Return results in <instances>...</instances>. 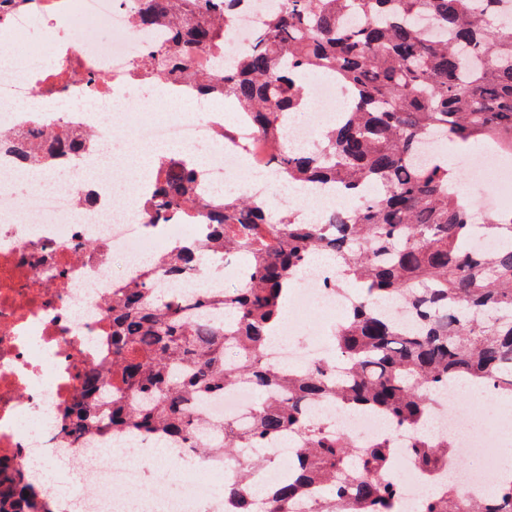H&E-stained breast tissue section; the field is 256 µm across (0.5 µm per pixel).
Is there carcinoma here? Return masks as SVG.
Segmentation results:
<instances>
[{"label": "carcinoma", "instance_id": "carcinoma-1", "mask_svg": "<svg viewBox=\"0 0 512 512\" xmlns=\"http://www.w3.org/2000/svg\"><path fill=\"white\" fill-rule=\"evenodd\" d=\"M144 2L136 27L165 23L173 37L136 62L141 75L233 98L267 137H280L289 114L305 106L307 74H329L349 87L341 123L311 152L281 146L275 162L290 181H333L353 198L373 186L377 198L314 224L289 213L274 219L247 199H224L212 210L209 241L168 255L155 273L112 293V377L84 372L65 429L138 431L170 447L231 451L239 467L224 482V500L238 505L235 512H288L289 503L319 484L326 492L312 512H395V489L386 481L397 464L395 440L358 449L326 432L309 409L323 399L395 419L415 437L417 466L433 476L452 456L448 436L422 430L433 389L491 380L512 394V212L480 225L497 241L483 252L459 178L449 179L448 153L417 160L423 141L436 136L458 145L484 140L512 154V16H479L473 0H269L250 49L227 59L228 23L240 0ZM200 51L213 53L207 79L192 71ZM37 140L30 133L18 147L44 162ZM48 143L51 154L64 155L77 147L78 134L59 125ZM156 172L148 207L158 220L179 214L189 224L205 214L194 174L178 156L160 157ZM218 250L227 258L247 254L251 280L196 309L155 286L157 278L200 271ZM313 253L335 260L336 286L359 293L334 334L349 370L336 381L320 369L302 375L261 359L288 285ZM395 302L412 309L414 325L381 311ZM228 348L239 350L238 361H225ZM242 381L269 397L257 406L252 427L226 422L222 445L207 446L188 399ZM292 433L300 466L263 507L246 496L252 467L264 464L252 449ZM11 470L0 461L17 512H52L50 492L31 491ZM425 512H512V492L476 504L449 486L426 502Z\"/></svg>", "mask_w": 512, "mask_h": 512}]
</instances>
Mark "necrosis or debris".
I'll return each mask as SVG.
<instances>
[{"label":"necrosis or debris","mask_w":512,"mask_h":512,"mask_svg":"<svg viewBox=\"0 0 512 512\" xmlns=\"http://www.w3.org/2000/svg\"><path fill=\"white\" fill-rule=\"evenodd\" d=\"M264 0H241L229 41L247 48L264 21ZM41 23L52 42L63 93L52 91L44 71L25 57L0 66V458L10 460L23 482L33 471L49 472L66 461L74 474L68 498L83 512H225L223 491L215 482L231 462L221 456H190L176 491H167L147 469L150 439L128 445L97 441L94 432L69 443L62 432L61 414L81 394V374L96 367L112 371V291L153 270L159 260L190 242L208 240L212 227L205 217L182 223L174 217L157 224L147 207L156 176L144 177L134 195L125 186L130 173L127 158L109 151L112 134L122 121L115 103L140 84L134 65L170 35L167 26L134 27L128 0H40L0 18V39L15 40L33 23ZM108 28L109 42L88 53L80 38L89 25ZM68 36H61V29ZM92 71L106 80L105 93L86 81ZM350 97L347 87L328 76L309 91L314 121L293 122L292 137L316 146L321 132L340 115ZM65 121L84 135L82 148L54 156L44 175L31 177V161L9 145L32 128L46 130ZM147 144H176L194 160L196 187L206 202L220 199L223 185L234 183L240 163H247L254 180L250 198L269 203V184L276 180L277 141L257 133L247 116H237L232 132L224 130V115L207 108L147 116L136 132ZM469 179L494 178L498 191L485 202L488 210L512 206L501 193L512 186V156L485 152L466 166ZM122 273H115L114 262ZM336 274L324 261L311 267L288 291L294 304L312 303L343 321L357 299L348 288L335 285ZM276 368L303 371L327 364L337 378L347 370L334 355L325 335L302 343L285 331L262 352ZM259 399L257 387L239 382L208 398L199 421L212 443L222 441L219 424H250ZM435 428L454 444L448 479L474 498L482 497L486 472L500 466L501 450L512 442L504 431L477 427L460 409L451 390L433 397ZM317 417L337 435L358 447L387 436L398 445V462L387 478L395 488L399 512H420L424 482L407 447L409 432L376 413L352 411L328 402L317 404ZM480 465L468 468L467 458Z\"/></svg>","instance_id":"necrosis-or-debris-1"}]
</instances>
